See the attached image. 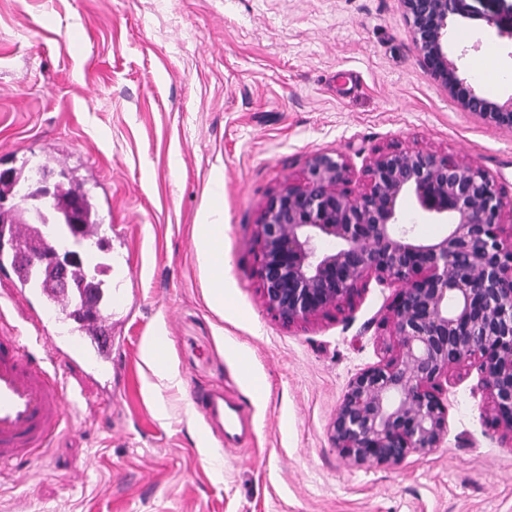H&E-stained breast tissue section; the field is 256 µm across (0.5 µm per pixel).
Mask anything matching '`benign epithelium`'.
<instances>
[{
    "label": "benign epithelium",
    "instance_id": "benign-epithelium-1",
    "mask_svg": "<svg viewBox=\"0 0 512 512\" xmlns=\"http://www.w3.org/2000/svg\"><path fill=\"white\" fill-rule=\"evenodd\" d=\"M424 69L460 104L512 127V95L476 94L448 58V23L470 17L467 0H400ZM352 166L342 153L312 156L299 184L265 202L256 224L259 290L284 325L308 321L353 303L370 278L397 285L385 323L388 356L355 374L336 407L333 447L358 465L398 466L425 456L448 437L442 381L467 361L478 363L492 421L512 436V247L503 243L501 190L479 167L446 152L391 147L363 168V188L350 187ZM12 185L25 211L37 186L41 215L65 224L52 252L36 257L52 271L50 287L70 293L69 269L89 242L79 237V201L56 216L54 190L38 165ZM412 196L421 211L451 219L448 233L422 242L400 222V203ZM334 241L325 251L321 243Z\"/></svg>",
    "mask_w": 512,
    "mask_h": 512
}]
</instances>
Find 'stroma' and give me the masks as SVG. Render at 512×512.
I'll list each match as a JSON object with an SVG mask.
<instances>
[{
    "instance_id": "obj_1",
    "label": "stroma",
    "mask_w": 512,
    "mask_h": 512,
    "mask_svg": "<svg viewBox=\"0 0 512 512\" xmlns=\"http://www.w3.org/2000/svg\"><path fill=\"white\" fill-rule=\"evenodd\" d=\"M512 69V40L462 19L448 38ZM389 146L448 152L512 208V128L464 110L424 69L400 0H0V170L53 159L84 184L121 268L112 415L71 376L82 410L39 462L0 472V512H512V438L492 422L476 363L444 383L448 439L367 468L328 426L349 379L381 361L397 287L283 325L259 292L255 224L311 156L362 165ZM223 184L224 304L194 227ZM163 334L177 382L146 364ZM264 386L253 395L239 354ZM223 386L251 435L224 449L190 393Z\"/></svg>"
}]
</instances>
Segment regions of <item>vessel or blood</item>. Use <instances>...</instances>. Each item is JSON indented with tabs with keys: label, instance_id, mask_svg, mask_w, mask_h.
<instances>
[{
	"label": "vessel or blood",
	"instance_id": "vessel-or-blood-1",
	"mask_svg": "<svg viewBox=\"0 0 512 512\" xmlns=\"http://www.w3.org/2000/svg\"><path fill=\"white\" fill-rule=\"evenodd\" d=\"M37 230L29 224L0 226V270L12 271L22 296L35 297L31 307L37 336L44 353L38 359L20 337L5 327L0 308V465L35 462L60 436L77 405L67 388V376L83 373L87 362L112 366V317L88 312L72 340L54 329V315L68 301L67 294L47 293L33 287L30 267L24 266L20 249L34 239ZM194 407L220 432L222 445L238 444L246 435L248 410L231 402L222 388L193 393Z\"/></svg>",
	"mask_w": 512,
	"mask_h": 512
}]
</instances>
